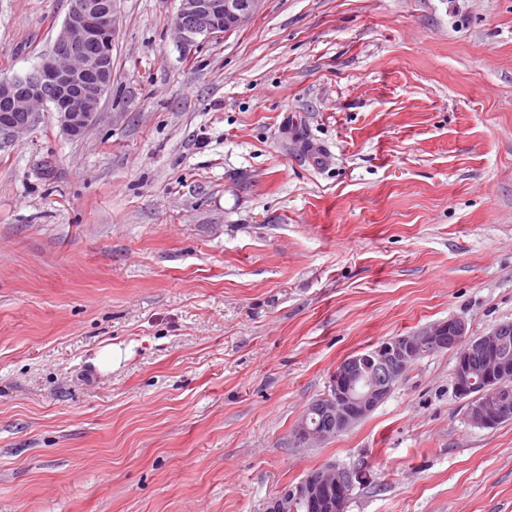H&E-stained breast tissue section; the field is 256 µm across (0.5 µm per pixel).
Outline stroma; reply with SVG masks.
Instances as JSON below:
<instances>
[{
	"mask_svg": "<svg viewBox=\"0 0 512 512\" xmlns=\"http://www.w3.org/2000/svg\"><path fill=\"white\" fill-rule=\"evenodd\" d=\"M178 6L117 0L83 136H0V512H264L327 463L346 512H512L452 353L293 437L347 356L512 322V0H264L191 44ZM68 7L0 0V80Z\"/></svg>",
	"mask_w": 512,
	"mask_h": 512,
	"instance_id": "1",
	"label": "stroma"
}]
</instances>
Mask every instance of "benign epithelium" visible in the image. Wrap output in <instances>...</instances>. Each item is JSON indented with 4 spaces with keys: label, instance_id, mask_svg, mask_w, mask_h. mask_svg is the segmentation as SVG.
I'll list each match as a JSON object with an SVG mask.
<instances>
[{
    "label": "benign epithelium",
    "instance_id": "1",
    "mask_svg": "<svg viewBox=\"0 0 512 512\" xmlns=\"http://www.w3.org/2000/svg\"><path fill=\"white\" fill-rule=\"evenodd\" d=\"M263 0H179L175 31L183 42L217 39L238 29L260 10ZM115 0H70L52 50L20 77L0 80V133L17 136L37 120L40 109L56 114L61 131L83 135L98 118L112 87ZM451 351L453 384L467 400V417L478 427L512 418V338L497 326L481 336L465 321L451 319L394 336L340 362L326 393L308 406L295 427L300 444L335 437L367 417L422 358ZM318 417L310 424L307 416ZM355 471L328 463L282 489L265 512H345Z\"/></svg>",
    "mask_w": 512,
    "mask_h": 512
}]
</instances>
